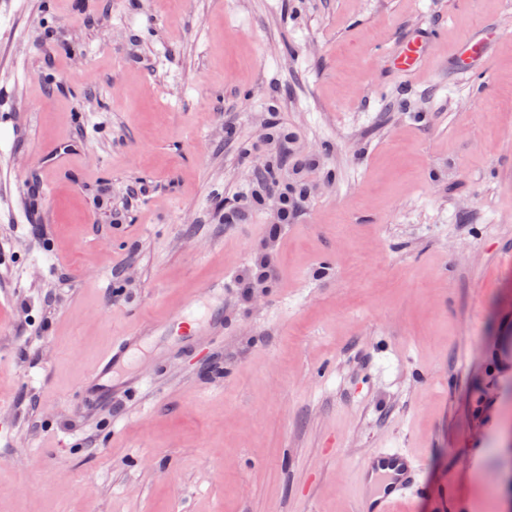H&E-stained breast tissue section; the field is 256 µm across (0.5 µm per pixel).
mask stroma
<instances>
[{
	"instance_id": "35a3bbf8",
	"label": "stroma",
	"mask_w": 512,
	"mask_h": 512,
	"mask_svg": "<svg viewBox=\"0 0 512 512\" xmlns=\"http://www.w3.org/2000/svg\"><path fill=\"white\" fill-rule=\"evenodd\" d=\"M2 113L0 512H356L375 448L512 506V0H0ZM274 126L308 197L225 223ZM431 37L419 34L403 43L392 58V67L404 73L419 72L426 63V47ZM168 333L177 335H194L193 328L186 327L179 319H169L164 322L151 321L139 327L129 336H123L118 339L110 350L106 352L98 361L96 367L91 373L88 383H94L98 386H108L110 375L117 368L124 365L134 349L138 348L151 336H159ZM105 381V383H101Z\"/></svg>"
}]
</instances>
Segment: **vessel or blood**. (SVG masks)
<instances>
[{"label": "vessel or blood", "instance_id": "vessel-or-blood-1", "mask_svg": "<svg viewBox=\"0 0 512 512\" xmlns=\"http://www.w3.org/2000/svg\"><path fill=\"white\" fill-rule=\"evenodd\" d=\"M428 42V36L421 34L403 43L392 58L393 68L404 73L419 72L426 63ZM168 333L190 336L194 330L174 318L146 323L114 342L98 361L89 377L90 382L98 385L109 381L112 372L124 365L134 349L149 337ZM359 474L362 484L371 489L370 494L361 498L363 512H393L395 503L409 489L420 497H440L445 493L444 488L421 481L416 459L399 450L378 448L366 454L360 464Z\"/></svg>", "mask_w": 512, "mask_h": 512}]
</instances>
